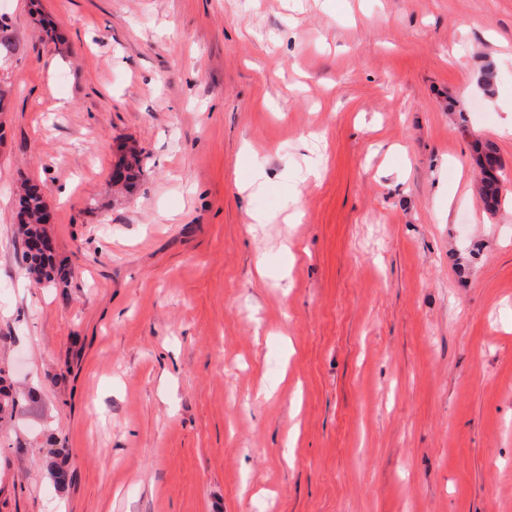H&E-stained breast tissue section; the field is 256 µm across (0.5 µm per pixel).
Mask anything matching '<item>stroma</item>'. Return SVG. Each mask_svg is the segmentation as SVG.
Returning a JSON list of instances; mask_svg holds the SVG:
<instances>
[{
    "mask_svg": "<svg viewBox=\"0 0 512 512\" xmlns=\"http://www.w3.org/2000/svg\"><path fill=\"white\" fill-rule=\"evenodd\" d=\"M0 20V512H512V0ZM25 181L67 289L25 271ZM478 154V165L481 168L478 192L486 208L494 211L501 204L502 186L499 177L502 163L489 143L485 144Z\"/></svg>",
    "mask_w": 512,
    "mask_h": 512,
    "instance_id": "35a3bbf8",
    "label": "stroma"
}]
</instances>
